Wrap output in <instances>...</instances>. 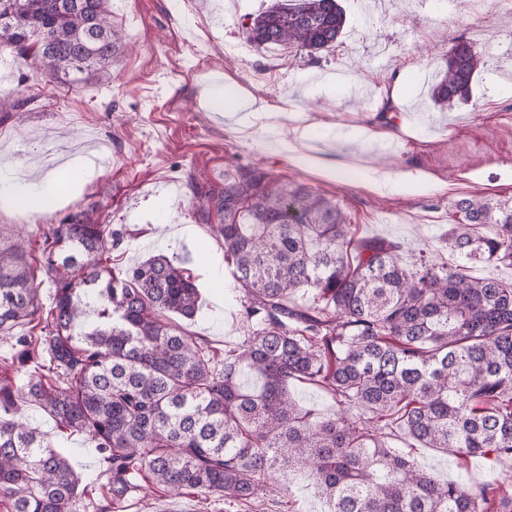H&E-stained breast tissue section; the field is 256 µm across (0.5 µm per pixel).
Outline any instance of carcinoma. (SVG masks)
Returning <instances> with one entry per match:
<instances>
[{
  "instance_id": "carcinoma-1",
  "label": "carcinoma",
  "mask_w": 512,
  "mask_h": 512,
  "mask_svg": "<svg viewBox=\"0 0 512 512\" xmlns=\"http://www.w3.org/2000/svg\"><path fill=\"white\" fill-rule=\"evenodd\" d=\"M0 0V52L49 77H112L124 45L107 0ZM346 15L338 0L274 3L242 23L252 44L331 50ZM483 58L448 50L431 87L441 110L469 101ZM451 261L402 256L381 239L353 241L344 211L299 184L252 167L206 199L242 293L245 327L219 358L170 320L194 318L186 269L157 254L112 268L120 233L81 213L40 246L54 297L39 303L14 229L0 249V341H15L27 378L0 381V506L73 512L82 478L15 405L17 392L66 432L97 442L112 512L142 478L172 496L194 490L242 504L280 498L288 473L314 477L328 512H488L509 484L441 482L388 442L399 429L427 448L512 460V285L474 277L479 262L512 266V204L456 201ZM314 290L307 306L290 302ZM46 336L17 334L24 323ZM305 380L336 411L317 413L290 391Z\"/></svg>"
}]
</instances>
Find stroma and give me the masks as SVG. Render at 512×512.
Segmentation results:
<instances>
[{
  "mask_svg": "<svg viewBox=\"0 0 512 512\" xmlns=\"http://www.w3.org/2000/svg\"><path fill=\"white\" fill-rule=\"evenodd\" d=\"M271 0H108L113 25L126 47L112 78L60 84L35 65L0 53V95L25 100L22 112L0 111V174L22 189L51 173L60 156L80 158L95 150L97 173L51 214L29 217L13 211L0 193V227H25L42 241L51 225L72 214L95 211L123 233L112 252L114 265L129 269L163 253L187 263L201 298L194 320L183 327L217 350L243 334L241 293L224 259V243L198 212L209 191H221L225 176L262 165L284 180L333 199L345 212L354 238H381L402 253L426 250L449 256L442 237L453 221L455 200L512 198V0H340L347 25L333 50L313 56L283 45L258 46L241 35L243 17ZM472 44L486 62L472 97L438 112L429 87L445 67L444 50ZM228 44L243 54L225 58ZM234 84L239 91L280 108L268 129L267 149L253 146L250 131L212 111L209 91ZM367 98L351 102L352 87ZM401 94L399 121L408 130L370 142L365 131L382 129L383 98ZM299 152L346 164L330 178L289 161L279 139ZM388 158L391 171L411 175L400 191L382 198L367 190L363 172ZM193 226V236L182 235ZM20 414L68 456L95 494L81 498L86 512H110L99 487L106 466L95 441L61 433L41 408L19 400ZM393 446L409 449L422 468L448 482L492 483L512 474L500 464L460 457L412 442L403 432ZM289 506L266 504L265 512H326L312 475L288 476ZM124 512H248L246 506L214 501L195 491L178 497L142 485Z\"/></svg>",
  "mask_w": 512,
  "mask_h": 512,
  "instance_id": "1",
  "label": "stroma"
}]
</instances>
